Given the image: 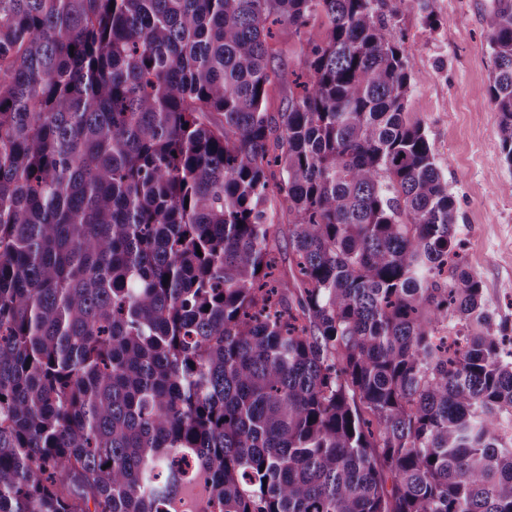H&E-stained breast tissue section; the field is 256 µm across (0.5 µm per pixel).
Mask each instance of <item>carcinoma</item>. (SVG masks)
<instances>
[{"label": "carcinoma", "instance_id": "carcinoma-1", "mask_svg": "<svg viewBox=\"0 0 512 512\" xmlns=\"http://www.w3.org/2000/svg\"><path fill=\"white\" fill-rule=\"evenodd\" d=\"M384 6L0 0V512H512V337ZM274 42L278 49V56L274 64L280 67L282 76L273 81L269 86L267 97V110L274 115L281 112L283 105L288 100L289 81L292 79L288 76L289 72L296 68L299 63V45L294 38L288 34V27L277 26ZM275 204L279 211V220L277 224H280V239H281V252L279 255L280 267L285 271H288V265L290 263L291 255L288 249V200L284 195H279L275 198Z\"/></svg>", "mask_w": 512, "mask_h": 512}]
</instances>
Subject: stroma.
<instances>
[{
  "label": "stroma",
  "instance_id": "35a3bbf8",
  "mask_svg": "<svg viewBox=\"0 0 512 512\" xmlns=\"http://www.w3.org/2000/svg\"><path fill=\"white\" fill-rule=\"evenodd\" d=\"M497 0H387L385 13L404 35L412 60L411 121L420 123L457 200L467 266L482 279L495 322L512 336V168L501 159L498 114L490 101L494 61L487 17ZM282 75L268 90L267 110L280 112L288 70L299 46L276 29Z\"/></svg>",
  "mask_w": 512,
  "mask_h": 512
}]
</instances>
